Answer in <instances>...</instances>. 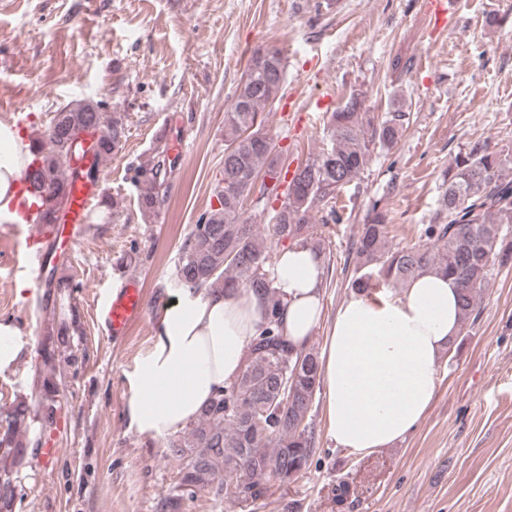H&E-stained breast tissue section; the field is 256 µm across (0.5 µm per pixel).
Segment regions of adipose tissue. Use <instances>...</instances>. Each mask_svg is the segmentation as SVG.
<instances>
[{"label":"adipose tissue","instance_id":"ef3b65f1","mask_svg":"<svg viewBox=\"0 0 512 512\" xmlns=\"http://www.w3.org/2000/svg\"><path fill=\"white\" fill-rule=\"evenodd\" d=\"M30 146L0 123V217H9ZM324 262L312 250L281 251L273 270L283 308L282 333L309 345L322 319ZM263 305L250 291L184 288L156 318L153 344L139 361L125 412L145 437L183 432L245 367ZM460 330L458 288L424 272L397 296L356 291L336 310L321 351V384L330 438L364 457L395 446L425 418L439 369ZM24 329L0 316V373L24 369Z\"/></svg>","mask_w":512,"mask_h":512}]
</instances>
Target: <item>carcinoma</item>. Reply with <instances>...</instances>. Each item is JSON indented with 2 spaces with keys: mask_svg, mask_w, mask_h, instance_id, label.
<instances>
[{
  "mask_svg": "<svg viewBox=\"0 0 512 512\" xmlns=\"http://www.w3.org/2000/svg\"><path fill=\"white\" fill-rule=\"evenodd\" d=\"M286 61L280 52L249 60L237 84L232 104L224 112V169L214 188L218 206L205 212L182 244L176 267L184 288L234 290L246 288L265 304L262 325L252 337L242 374L201 411L186 432L166 441L169 456L183 461L181 483L224 497V479L236 478L238 504L266 498L273 476L300 473L312 457L316 434L311 415L320 391V356L314 346L297 349L280 331V299L273 287L277 247H308L326 254L325 237L316 224H341L336 199L360 179L375 151L392 148L399 140L406 113L378 115L364 109L362 95L350 94L331 113L328 145L297 164L291 179L279 151L265 128L262 113L284 89ZM102 133L91 169H99L127 140L121 112L109 113L101 101L85 98L55 112L40 144L32 146L30 173L39 182L33 222L53 224L66 213L68 176L90 181L91 172L70 161L83 160L79 143L85 128ZM166 132H159L148 158L131 167V182L139 189L141 218L155 216L162 193L175 166ZM274 180L269 186L266 179ZM267 213L268 233L258 232L244 204L251 198ZM512 154L473 148L455 158L443 180L437 207L420 225L417 241L392 246L388 241V210L375 202L357 230L352 287L371 294L383 283L407 284L426 270L451 277L460 289L462 326L474 321L481 295L497 263L512 259ZM41 395L46 406L39 418L31 416L26 398L18 395L0 410V461L18 466L39 433L56 428L58 398L64 389L56 363L77 362L64 321L47 324ZM305 425H300L301 420ZM17 478L0 469V512H15ZM173 487L161 499L160 512H182L185 495Z\"/></svg>",
  "mask_w": 512,
  "mask_h": 512,
  "instance_id": "obj_1",
  "label": "carcinoma"
}]
</instances>
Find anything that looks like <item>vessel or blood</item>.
Listing matches in <instances>:
<instances>
[{"mask_svg":"<svg viewBox=\"0 0 512 512\" xmlns=\"http://www.w3.org/2000/svg\"><path fill=\"white\" fill-rule=\"evenodd\" d=\"M105 189L104 184L89 185L74 178L69 186L67 221L59 224H40L29 229L25 242L17 252V262L28 270L34 280L44 276V264L49 251L75 249L81 239L82 221L93 199ZM147 307L145 296L136 279L124 278L119 288L113 289L95 305V315L105 327L109 338L124 339L132 322Z\"/></svg>","mask_w":512,"mask_h":512,"instance_id":"1","label":"vessel or blood"}]
</instances>
